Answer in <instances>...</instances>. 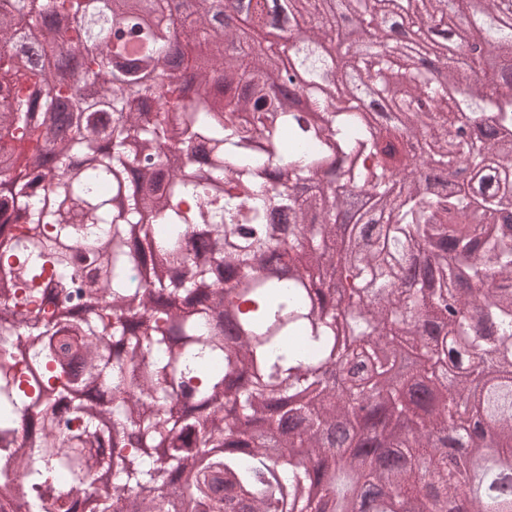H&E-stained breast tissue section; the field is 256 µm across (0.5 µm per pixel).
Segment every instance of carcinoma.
I'll list each match as a JSON object with an SVG mask.
<instances>
[{
    "mask_svg": "<svg viewBox=\"0 0 512 512\" xmlns=\"http://www.w3.org/2000/svg\"><path fill=\"white\" fill-rule=\"evenodd\" d=\"M167 2L144 27L131 0H0V460L29 448L0 468V512H454L478 448L499 461L469 512H512V91L461 55L433 81L391 34L466 17L511 51L512 0H321L296 33L306 111L259 56H193L223 42L224 0ZM338 18L366 37L342 70L321 50ZM363 86L394 120L364 121ZM426 135L428 157L399 152ZM435 168L467 176L440 190ZM352 189L378 212L338 226ZM148 261L168 275L144 287ZM362 399L373 431L328 444ZM285 415L309 466L255 441Z\"/></svg>",
    "mask_w": 512,
    "mask_h": 512,
    "instance_id": "cac0c4a2",
    "label": "carcinoma"
}]
</instances>
